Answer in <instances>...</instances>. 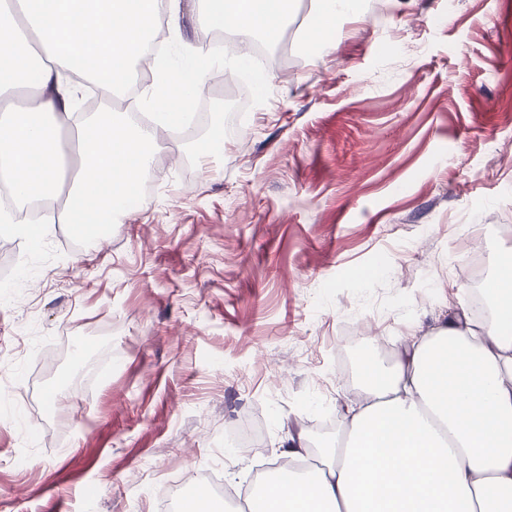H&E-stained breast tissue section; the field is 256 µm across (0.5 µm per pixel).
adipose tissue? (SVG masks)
Instances as JSON below:
<instances>
[{"instance_id":"adipose-tissue-1","label":"adipose tissue","mask_w":512,"mask_h":512,"mask_svg":"<svg viewBox=\"0 0 512 512\" xmlns=\"http://www.w3.org/2000/svg\"><path fill=\"white\" fill-rule=\"evenodd\" d=\"M198 0L203 26L232 31L243 63L249 37L279 39L294 0ZM181 0H0V182L15 201L58 202L52 224L86 236L120 215L154 160L156 131L125 113L70 127L85 86L122 90L151 32L179 38ZM189 64L157 70L144 94L160 125L170 102L203 95L223 64L208 45ZM482 325L460 317L412 339L391 361L365 360L359 396L340 397L343 441L319 461L275 470L249 512H512V250L499 252ZM287 490H280V481Z\"/></svg>"}]
</instances>
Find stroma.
<instances>
[{
	"label": "stroma",
	"instance_id": "obj_1",
	"mask_svg": "<svg viewBox=\"0 0 512 512\" xmlns=\"http://www.w3.org/2000/svg\"><path fill=\"white\" fill-rule=\"evenodd\" d=\"M301 35L268 45L247 127L201 159L192 121L143 206L78 243L0 234V408L28 401L0 411V512H179L201 470L245 500L286 436L335 440L362 356L468 310L476 223L512 249V0Z\"/></svg>",
	"mask_w": 512,
	"mask_h": 512
}]
</instances>
